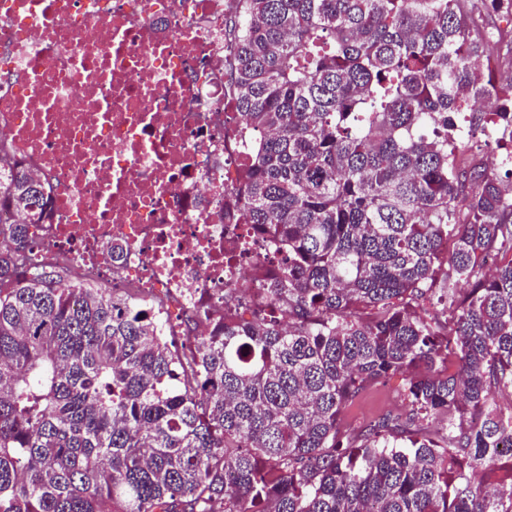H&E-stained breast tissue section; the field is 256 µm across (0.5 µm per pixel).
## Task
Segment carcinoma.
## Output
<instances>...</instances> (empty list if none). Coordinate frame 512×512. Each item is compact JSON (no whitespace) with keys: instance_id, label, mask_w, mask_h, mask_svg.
Here are the masks:
<instances>
[{"instance_id":"carcinoma-1","label":"carcinoma","mask_w":512,"mask_h":512,"mask_svg":"<svg viewBox=\"0 0 512 512\" xmlns=\"http://www.w3.org/2000/svg\"><path fill=\"white\" fill-rule=\"evenodd\" d=\"M465 2L240 0V194L284 262L188 349L34 263L45 188L0 151V512H512L483 483L512 472V93L477 73L491 42L512 67V0ZM395 374L406 411L350 438Z\"/></svg>"}]
</instances>
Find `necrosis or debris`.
Segmentation results:
<instances>
[{
    "instance_id": "obj_1",
    "label": "necrosis or debris",
    "mask_w": 512,
    "mask_h": 512,
    "mask_svg": "<svg viewBox=\"0 0 512 512\" xmlns=\"http://www.w3.org/2000/svg\"><path fill=\"white\" fill-rule=\"evenodd\" d=\"M239 0H0V144L44 184L35 258L162 300L191 345L282 256L239 189L257 139L226 89ZM124 246L113 258L109 245Z\"/></svg>"
}]
</instances>
